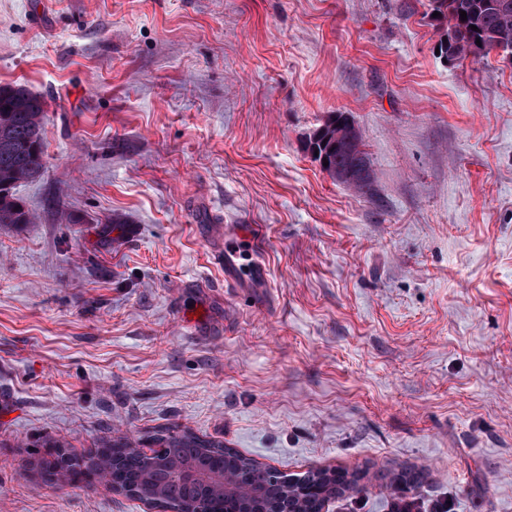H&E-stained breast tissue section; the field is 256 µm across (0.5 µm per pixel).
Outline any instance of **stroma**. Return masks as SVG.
I'll return each instance as SVG.
<instances>
[{
	"label": "stroma",
	"instance_id": "stroma-1",
	"mask_svg": "<svg viewBox=\"0 0 512 512\" xmlns=\"http://www.w3.org/2000/svg\"><path fill=\"white\" fill-rule=\"evenodd\" d=\"M443 32L428 0H0V83L49 104L37 220L0 226V512H145L35 465L160 430L366 471L328 512H512V63ZM339 112L373 196L307 151Z\"/></svg>",
	"mask_w": 512,
	"mask_h": 512
}]
</instances>
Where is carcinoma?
Returning a JSON list of instances; mask_svg holds the SVG:
<instances>
[{
  "label": "carcinoma",
  "mask_w": 512,
  "mask_h": 512,
  "mask_svg": "<svg viewBox=\"0 0 512 512\" xmlns=\"http://www.w3.org/2000/svg\"><path fill=\"white\" fill-rule=\"evenodd\" d=\"M429 9L443 16L451 58H483L500 49L512 54V0H429ZM462 11L467 15L465 21L461 20ZM473 25L477 30L471 29ZM478 42L481 46L476 53L474 47ZM46 112L48 104L45 99L26 85L18 82L0 84V225L34 222L33 214L17 197L15 189L19 183L40 176L45 168ZM308 149L318 151L315 160L331 176L351 170L358 161L356 155L331 139L321 138L310 143ZM156 440L159 449L154 460L158 462L195 457L200 449L205 448L207 453L203 463L207 468L214 471L237 469L249 480L261 479L260 470L242 468L244 457L221 443L190 433H160ZM105 461L115 462L110 470L112 484L140 492L146 459L124 442H114L98 449L82 461L72 475L89 482ZM157 477L164 484L163 500L171 505L183 506L204 497L211 512H228L225 497L208 486L170 479L161 470ZM358 481L357 475L338 469L330 477L305 482L292 489L291 494L303 503L305 512H322L324 497L331 494L342 496L354 489Z\"/></svg>",
  "instance_id": "1"
}]
</instances>
